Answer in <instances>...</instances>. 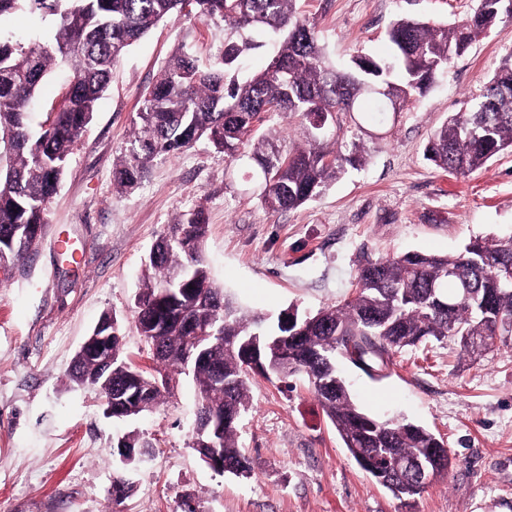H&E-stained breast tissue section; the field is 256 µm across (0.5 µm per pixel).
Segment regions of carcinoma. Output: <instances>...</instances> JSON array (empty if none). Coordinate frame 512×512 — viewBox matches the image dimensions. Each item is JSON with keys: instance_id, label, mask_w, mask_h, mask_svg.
Listing matches in <instances>:
<instances>
[{"instance_id": "1", "label": "carcinoma", "mask_w": 512, "mask_h": 512, "mask_svg": "<svg viewBox=\"0 0 512 512\" xmlns=\"http://www.w3.org/2000/svg\"><path fill=\"white\" fill-rule=\"evenodd\" d=\"M192 5L196 17L224 22L230 33L220 62L202 69L180 47L143 95L128 148L113 165L114 188L140 187L151 163L179 153L200 140L231 159L247 157L262 174L260 199L272 212L297 208L325 191L347 166L364 158L360 127L343 128L336 117L362 112L380 120L385 90L400 110L424 94L447 69L498 21L512 18V0H477L473 11L452 25L398 17L387 31L393 54L381 61L365 53L336 65L322 43L316 21L297 12L296 0H0V21L20 6L48 18L52 37L16 39L0 34V263H12L37 242L47 206L56 194L74 147L108 88L112 71L129 48L159 22ZM273 36L277 51L266 67L245 80L237 70L247 51L261 47L253 36ZM69 66L62 106L53 119L33 131L30 114L42 82L59 65ZM300 117L304 144L287 149L275 136L254 138V128L271 117ZM335 120L319 140L309 133V116ZM512 150V54L489 79L482 101L456 112L426 146L427 159L450 174L466 176L505 150ZM203 210L188 211L156 239L147 256V274L136 295L134 321L153 359L176 374L192 375L198 410L192 448L201 458H219L224 472L249 477L252 462L239 446L237 424L249 407V365L244 341L262 336L260 359L272 379L290 387L304 375L354 461L365 456L384 472L380 485L400 501L426 491L410 475L396 476L391 463L422 459L437 475L452 465L448 448L430 430L381 421L355 403L336 368V353L351 356L377 347L387 360L428 340L454 341L461 351H490L497 322H512V236L475 238L453 255L406 252L365 260L355 291L343 303L292 321L288 311L274 323L242 310L215 285L202 259L207 234ZM182 269L179 281L172 272ZM174 292V304L164 302ZM213 333L200 342L195 330ZM207 349L200 362L188 355ZM112 377L96 361L79 357L68 378H96L105 391L138 374L146 391L139 412L152 409L170 393L168 378L156 380L126 361L122 343L112 342ZM224 414L217 448L199 442L207 412Z\"/></svg>"}]
</instances>
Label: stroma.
<instances>
[{
	"label": "stroma",
	"instance_id": "1",
	"mask_svg": "<svg viewBox=\"0 0 512 512\" xmlns=\"http://www.w3.org/2000/svg\"><path fill=\"white\" fill-rule=\"evenodd\" d=\"M476 0H298L316 18L330 57L388 56L396 17L452 24ZM224 25L188 13L165 20L114 69L107 93L78 141L47 224L25 259L0 267V512H512V344L468 358L450 341L395 355L369 377L337 366L369 415L406 420L441 437L453 456L411 506H401L350 457L307 378L290 389L250 373V404L238 421L251 478L210 469L192 448L197 408L191 378L172 397L128 422L104 414L96 386L68 369L100 317L123 325V355L149 374L159 366L133 321L149 250L166 225L193 208L209 230L203 256L217 284L249 312L303 313L343 303L358 266L408 251L457 253L470 239L512 235V151L457 177L425 156L449 115L477 104L506 54L512 20L477 39L409 110L364 134L366 164L323 194L272 213L260 201L257 167L201 141L156 160L139 189L112 185V163L128 145L142 96L178 46L201 68L224 48ZM75 250L65 261L57 241ZM135 431L152 457L123 464L117 440ZM132 491L112 499V480Z\"/></svg>",
	"mask_w": 512,
	"mask_h": 512
}]
</instances>
